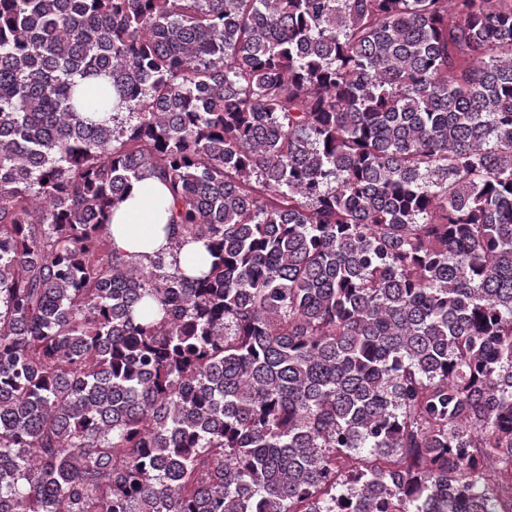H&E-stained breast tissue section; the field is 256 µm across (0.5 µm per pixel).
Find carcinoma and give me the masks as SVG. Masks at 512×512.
Returning <instances> with one entry per match:
<instances>
[{
    "mask_svg": "<svg viewBox=\"0 0 512 512\" xmlns=\"http://www.w3.org/2000/svg\"><path fill=\"white\" fill-rule=\"evenodd\" d=\"M0 512H512V0H0ZM171 200L158 179L132 181L123 202L113 209L110 223L112 248L123 254L168 256L170 241L180 229L168 225ZM204 251L201 243H187L183 246L178 255L177 266L181 274L188 279H195L201 276L203 263L198 259V255Z\"/></svg>",
    "mask_w": 512,
    "mask_h": 512,
    "instance_id": "carcinoma-1",
    "label": "carcinoma"
}]
</instances>
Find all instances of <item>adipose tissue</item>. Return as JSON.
Wrapping results in <instances>:
<instances>
[{"instance_id": "1", "label": "adipose tissue", "mask_w": 512, "mask_h": 512, "mask_svg": "<svg viewBox=\"0 0 512 512\" xmlns=\"http://www.w3.org/2000/svg\"><path fill=\"white\" fill-rule=\"evenodd\" d=\"M170 207L168 191L161 181L132 182L112 214L113 248L123 254L150 256L168 251L171 240L180 234L179 228L168 222Z\"/></svg>"}]
</instances>
